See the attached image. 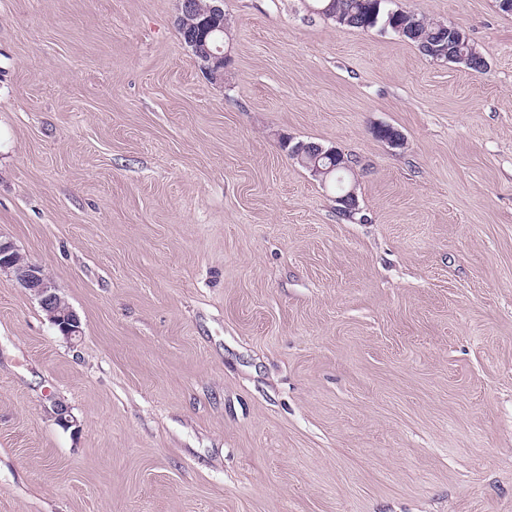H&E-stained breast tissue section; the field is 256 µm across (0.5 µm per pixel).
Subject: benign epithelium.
I'll list each match as a JSON object with an SVG mask.
<instances>
[{"label":"benign epithelium","instance_id":"7a95c632","mask_svg":"<svg viewBox=\"0 0 512 512\" xmlns=\"http://www.w3.org/2000/svg\"><path fill=\"white\" fill-rule=\"evenodd\" d=\"M15 278L19 284L35 297L40 307L49 313L53 325L63 336L75 338L82 335L81 320L66 303L42 267L31 262L17 260V249L10 241L0 239V273Z\"/></svg>","mask_w":512,"mask_h":512}]
</instances>
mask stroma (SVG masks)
<instances>
[{"label":"stroma","mask_w":512,"mask_h":512,"mask_svg":"<svg viewBox=\"0 0 512 512\" xmlns=\"http://www.w3.org/2000/svg\"><path fill=\"white\" fill-rule=\"evenodd\" d=\"M393 5L486 69L224 0L214 82L178 0H0V239L83 329L0 275V512H512V15ZM203 20L207 22L208 26L218 25L219 20H220V26L224 27V12H222L220 14V18H217L214 15L208 16L206 13L201 14V15L197 14L195 16H193V15H189V16L185 15L184 16V15H182V13H180V16L178 15L177 22H176L177 30H178V33L180 35L182 42L192 52L194 57L200 63L203 70H204V68L211 66V63L208 60L212 61L215 64H217V63H219L220 65L223 64V67L220 68V69H222V71L219 70L217 72H214V76H216V78L218 77L219 80H222V79H224V65L226 62L227 55H226V53L224 54V46H222V45L214 46L213 40H212L213 37L216 35H217L216 37H219L221 39L223 38V33L220 32V31H222V29H220V31H216V32H214L215 29H210L206 33V35L203 39V42H206L207 46L209 48L214 47V50H209L206 47V43H203V47H204L205 52L207 53V57L205 56V52L203 49H202V52L201 51L196 52L192 49V47H189L187 45L188 38L189 37L194 38V36L196 34L195 33L196 28L199 26V23ZM212 32H214V33H212ZM210 33H212V34L208 37V35ZM205 57L208 58V60H206ZM293 159H296L297 162L304 168L310 170V167L313 166V169H312V174L313 176L321 179V181L323 180H326L327 176L335 169L333 166L331 165H334L336 167V158L334 160H332L330 157H321L319 159V161L317 162L319 164L318 165H314V159L313 157L311 156V154H304L303 156L301 157H294L292 156ZM326 168V169H324ZM350 169H345V168H340V169H335L329 176L330 179H337V175L341 172H344V171H349ZM2 272L15 278L35 297L40 307L49 313L53 325L58 327L63 336L72 339L82 335L79 316L66 303L60 288L55 286L43 268L31 262L21 263L17 260V249L14 244L0 239V274Z\"/></svg>","instance_id":"1"}]
</instances>
